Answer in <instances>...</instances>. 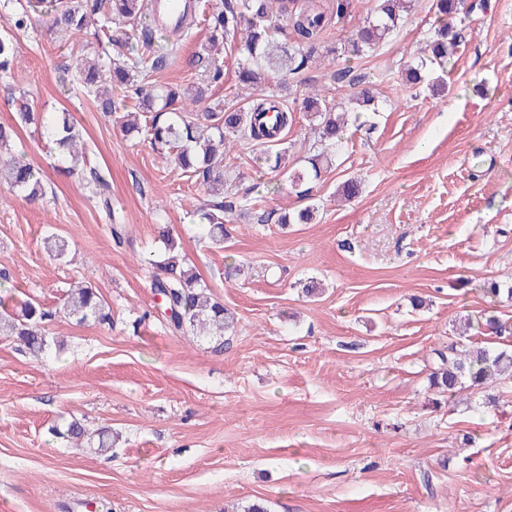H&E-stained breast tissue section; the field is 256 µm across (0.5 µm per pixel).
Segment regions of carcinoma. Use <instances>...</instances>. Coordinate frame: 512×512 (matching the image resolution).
I'll return each mask as SVG.
<instances>
[{"label":"carcinoma","instance_id":"1","mask_svg":"<svg viewBox=\"0 0 512 512\" xmlns=\"http://www.w3.org/2000/svg\"><path fill=\"white\" fill-rule=\"evenodd\" d=\"M211 0L204 14L196 15L194 0L184 3L183 21L170 28L162 26L165 19L158 15L149 0H3L0 20L15 32L27 33L36 29L41 14L54 15V27L68 34L80 35L88 27H95L93 36L98 49L93 55H77L72 67L62 70L64 76L81 80L94 95L100 111H116L107 86L119 91L125 98L138 100L139 111L126 112L115 117V123L124 131L144 133L150 143L167 150L171 162L185 173L202 179L207 186L208 199L193 209L200 220L199 234L212 247H224L229 237L226 215L235 210L236 203L226 200V189L244 179L240 173H224V155L234 142L246 140L261 147L269 168L281 166V154H272L270 147L275 135L288 128L293 117L288 110L276 109L274 95L260 94L248 110L226 109L217 100L202 113L196 106L208 100L211 87L224 82L223 63L212 55L217 46L237 43V78L242 85L260 90L272 79L281 87L288 85L292 75L304 70L318 52V41L328 18L318 9L315 0ZM414 0H375L371 16L360 27L357 37L350 41L351 53L366 55L375 50L411 11ZM432 7L441 19V25L428 43L431 60L440 65L448 63L460 45V33L454 20L464 8V0H433ZM207 26L208 45L193 57L191 65L201 70L198 83L177 88L150 85V73L176 58L179 38L188 35L199 23ZM291 29L293 44L277 42L278 34ZM169 33L176 40L165 41L147 54L134 52L133 42L154 43L156 32ZM17 57L16 40L10 35L0 36V75L14 69ZM16 123H0V147L8 146L17 137V128L37 124L51 140L62 159L77 160L82 153L81 132L69 112H59L46 119L22 92L15 99ZM302 109L317 122L315 154L308 166L295 169L288 182L296 196L307 204L292 212L280 213L275 223L309 224L318 213L311 200L308 184L321 177L324 167L336 155L344 140L348 111L339 108L321 94L313 91L303 97ZM276 111L275 128L264 124V116ZM19 191L35 202L46 194L41 170L19 159L0 165V185ZM165 257L150 260L151 286L162 297L166 323L173 332L208 336L224 347V333L234 327L235 316L224 305L211 297L209 285L201 275L187 265L178 250L177 239L168 228L159 234ZM48 255L60 259L65 256L68 242L55 235L46 237ZM59 311L78 322L94 321L112 324V311L98 291L87 282L69 289ZM52 313L26 300L12 308L0 309V336H13L34 356L48 352L50 343L40 325ZM437 360L430 373L431 386L450 399L460 389H482L490 381L512 379V352L494 347L470 349L462 339L448 343L446 350L435 351ZM67 435L77 442H86L99 450L112 447V432L101 429L88 432L78 421L66 427Z\"/></svg>","mask_w":512,"mask_h":512}]
</instances>
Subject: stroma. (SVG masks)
Returning <instances> with one entry per match:
<instances>
[{"instance_id":"35a3bbf8","label":"stroma","mask_w":512,"mask_h":512,"mask_svg":"<svg viewBox=\"0 0 512 512\" xmlns=\"http://www.w3.org/2000/svg\"><path fill=\"white\" fill-rule=\"evenodd\" d=\"M372 5L350 0L324 28L320 49L338 51L335 64L292 77L280 169L259 167L247 143L226 155L258 207L220 250L188 212L207 197L202 180L124 136L78 82L60 83L75 55L96 50L93 36L55 34L49 14L18 35L8 84L38 111L72 113L124 240L80 177L60 174L42 129L19 128L12 152L49 190L37 206L19 192L0 204L10 293L53 309L89 279L112 322L56 317L43 325L56 347L39 358L0 337V512H242L254 501L268 512H512V382L494 386L488 408L467 390L437 400L428 382L435 350L491 306L483 284L512 282V0L459 14L463 40L435 96L401 83L433 36L430 0L372 55H341ZM207 37L197 26L151 82H196L188 59ZM311 86L333 103L369 90L377 109L313 182L315 223L260 222L302 206L288 174L314 141L301 110ZM350 177L361 194L337 202ZM165 226L235 314L223 345L171 332L160 315L146 259L162 256ZM51 233L68 243L64 260L43 248ZM234 264L241 275L225 280ZM310 278L323 287L315 299L301 293ZM413 295L427 308L412 311ZM74 419L112 427V449L59 435Z\"/></svg>"}]
</instances>
